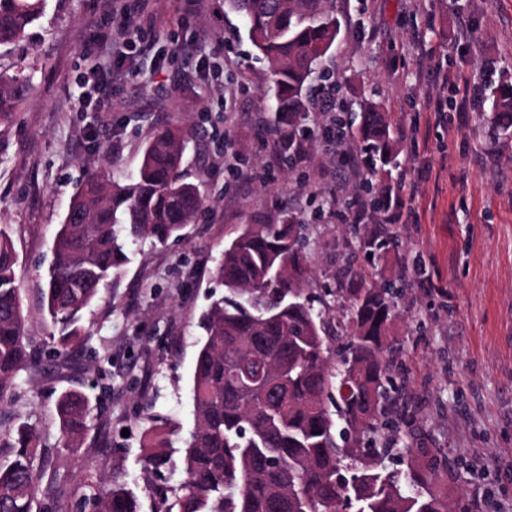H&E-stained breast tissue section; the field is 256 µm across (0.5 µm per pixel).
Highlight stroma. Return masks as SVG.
Returning a JSON list of instances; mask_svg holds the SVG:
<instances>
[{
    "mask_svg": "<svg viewBox=\"0 0 512 512\" xmlns=\"http://www.w3.org/2000/svg\"><path fill=\"white\" fill-rule=\"evenodd\" d=\"M138 32L105 78L110 106L82 111L96 40L112 25L101 0H46L21 42L0 47V68L33 78L18 118L0 128V225L18 255V287L32 341L52 347L42 325V290L53 239L77 185L99 167L129 181L153 131L179 116L193 136L184 172L207 199L177 241L143 245L85 310L89 336L77 367L17 380L18 400L0 403V425L46 430L45 445L74 489V512L118 479L141 512H158L182 479V448L145 468L141 443L152 426L192 425L191 385L198 316L223 293L213 271L244 224L301 216L310 240V290L342 322L336 289L350 269L397 288L399 393L387 435L430 449L460 479L452 494L466 512H512V139L490 112L496 87L512 83V0H336L339 42L324 65L339 102L369 100L385 112L394 145L390 170L372 176L351 113L289 122L276 112L273 76L224 0L185 10L182 0H125ZM157 25H149L152 14ZM468 29L470 43L458 40ZM213 42L199 40L201 31ZM466 110L454 101L473 85ZM444 100V116L431 112ZM295 124L308 159L271 158L273 128ZM401 196L394 224H360L363 197ZM387 240L374 252L370 237ZM112 361L99 365L97 353ZM88 394L82 447H59V395Z\"/></svg>",
    "mask_w": 512,
    "mask_h": 512,
    "instance_id": "obj_1",
    "label": "stroma"
}]
</instances>
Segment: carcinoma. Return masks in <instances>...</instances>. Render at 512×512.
Wrapping results in <instances>:
<instances>
[{"mask_svg":"<svg viewBox=\"0 0 512 512\" xmlns=\"http://www.w3.org/2000/svg\"><path fill=\"white\" fill-rule=\"evenodd\" d=\"M245 21L252 45L269 63L276 111L305 110L311 78L336 44V0H225ZM45 0H0V46L25 37ZM32 88L30 78L0 70V127L10 124ZM494 123L512 129V84L492 96ZM358 134L372 164L391 162L389 125L368 104ZM188 131L157 128L128 183L96 172L80 183L55 236L54 261L44 290L48 357L71 367L87 339L82 312L128 262L134 244L164 245L183 236L204 204L199 185L181 168ZM302 225L246 224L226 246L216 275L224 295L201 314L203 331L192 379L193 427L183 440V479L165 512H453L455 499L431 457L411 469L406 485L383 470L390 448L361 446L380 436L389 413L396 352L389 330L396 314L392 291L356 275L344 306L351 337L341 364L331 362L335 336L327 310L307 294L310 276ZM18 257L0 225V401L15 398L20 372H39L42 359L29 344L17 288ZM88 397L58 399V441L77 448L87 431ZM346 424L336 430L337 421ZM148 429L147 466L169 461L170 436ZM43 432L29 423L0 431V512H72L71 488L49 464ZM95 512H141L138 497L117 481L103 489Z\"/></svg>","mask_w":512,"mask_h":512,"instance_id":"carcinoma-1","label":"carcinoma"}]
</instances>
